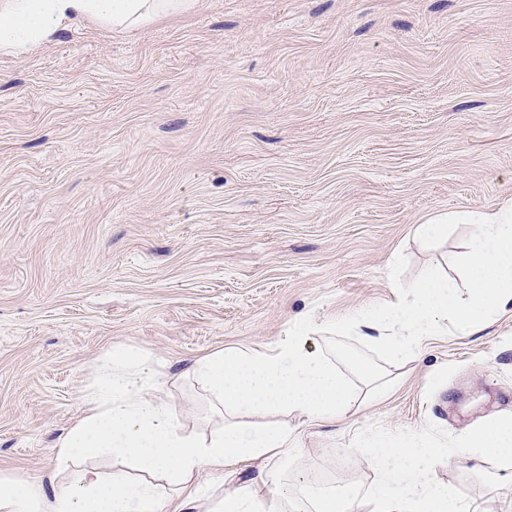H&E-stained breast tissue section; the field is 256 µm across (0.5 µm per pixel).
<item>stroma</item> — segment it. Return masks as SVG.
Wrapping results in <instances>:
<instances>
[{"mask_svg":"<svg viewBox=\"0 0 512 512\" xmlns=\"http://www.w3.org/2000/svg\"><path fill=\"white\" fill-rule=\"evenodd\" d=\"M512 200V0H198L131 31L66 25L0 52V477L64 482L57 443L112 346L147 356L187 430L214 416L198 358L264 350L309 316L313 344L375 363L336 329L430 265L435 216ZM394 391L306 425L291 459L196 482L210 498L314 471L367 491L372 439L453 443L512 413V312L435 337ZM438 480L512 512V476Z\"/></svg>","mask_w":512,"mask_h":512,"instance_id":"35a3bbf8","label":"stroma"}]
</instances>
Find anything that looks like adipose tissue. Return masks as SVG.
I'll return each instance as SVG.
<instances>
[{"instance_id": "adipose-tissue-1", "label": "adipose tissue", "mask_w": 512, "mask_h": 512, "mask_svg": "<svg viewBox=\"0 0 512 512\" xmlns=\"http://www.w3.org/2000/svg\"><path fill=\"white\" fill-rule=\"evenodd\" d=\"M196 0H0V50L25 55L50 41L66 24L89 21L132 29L191 11ZM469 227L466 249L455 275L428 272L400 286L393 299L341 321L340 329L378 345L389 365L418 356L428 339L449 329L481 332L500 310L512 307V201L445 214L418 228L422 245ZM309 319L295 322L272 350L217 352L196 360L222 418L208 432H187L164 397L165 380L135 351L113 347L99 365L85 395L86 411L59 443V458L70 463L64 485L46 491L21 475L0 477V512H165L166 498L152 478L163 475L190 484L201 470L223 472L247 458L285 456L297 448L288 422L261 427L245 423L250 414L283 409L313 424L351 413L365 401L383 398L391 382L379 365L350 356L337 367L310 349ZM130 459L138 477L116 472L103 477L88 459L104 449ZM379 478L367 495L343 488L312 498V512H469L434 478L440 461L474 463L477 471L501 473L512 467V414L472 429L454 446L424 432L369 443ZM294 486L263 496L251 487L224 496L211 512H288Z\"/></svg>"}]
</instances>
